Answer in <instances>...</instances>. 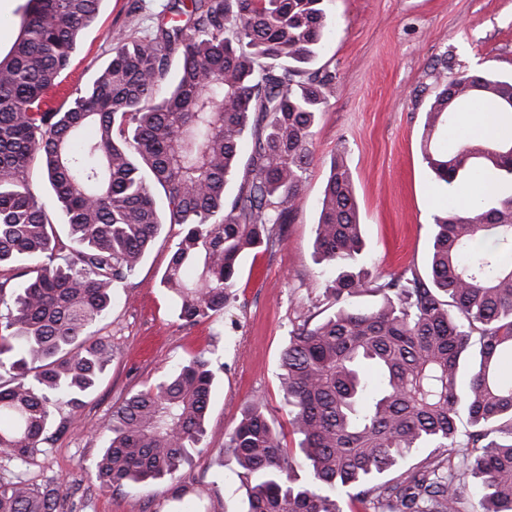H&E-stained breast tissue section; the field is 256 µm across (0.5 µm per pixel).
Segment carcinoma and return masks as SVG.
Returning a JSON list of instances; mask_svg holds the SVG:
<instances>
[{
	"label": "carcinoma",
	"instance_id": "1",
	"mask_svg": "<svg viewBox=\"0 0 512 512\" xmlns=\"http://www.w3.org/2000/svg\"><path fill=\"white\" fill-rule=\"evenodd\" d=\"M327 0H167L146 35L112 36V57L66 110L47 91L70 66L101 0H25L20 33L0 56V512H60L69 488L29 487L23 466L96 386L112 350L91 339L113 288L134 274L167 224L181 226L160 284L193 325L235 299L243 253L274 248L302 201L323 80L307 69L325 36ZM485 99L512 124V80L461 73L426 115L422 156L465 210L435 217L425 273L376 285L352 177L333 159L316 224V264L338 307L293 328L281 356L284 405L307 478L252 401L224 453L250 481L247 512H512V138L443 140L454 116ZM250 141L247 159L242 146ZM42 164L69 243L32 191ZM240 179L237 193L227 188ZM370 292L372 306L346 304ZM475 353L467 385L461 361ZM215 373L203 353L126 397L104 424L95 464L106 488L177 479L204 435ZM466 412L473 430L461 436ZM417 448L431 453L401 463ZM397 472L385 483L376 479Z\"/></svg>",
	"mask_w": 512,
	"mask_h": 512
}]
</instances>
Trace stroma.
I'll return each mask as SVG.
<instances>
[{
  "instance_id": "1",
  "label": "stroma",
  "mask_w": 512,
  "mask_h": 512,
  "mask_svg": "<svg viewBox=\"0 0 512 512\" xmlns=\"http://www.w3.org/2000/svg\"><path fill=\"white\" fill-rule=\"evenodd\" d=\"M102 0L85 29L55 103L92 82L111 58L112 34L147 30L164 0ZM326 76L325 112L315 128L303 200L272 251H247L237 295L223 311L193 325L159 285L178 240L165 226L137 272L116 286V297L94 335L115 356L87 396L77 421L57 415L44 449L24 467L33 489L58 481L71 497L63 512H171L167 484L144 490H109L94 478L105 446V421L130 392L152 384L172 365L206 352L215 372L206 434L178 474L185 500L209 489L208 512H246V481L224 453L241 408L262 400L288 449L291 431L280 384V355L290 331L307 314L335 310L326 278L313 259L320 198L330 163L343 156L355 186L364 226L363 264L370 280L384 282L407 268L424 271L433 245V218L450 204L422 158L426 113L439 80L461 72L492 71L512 78V0H330L323 48L310 65Z\"/></svg>"
}]
</instances>
